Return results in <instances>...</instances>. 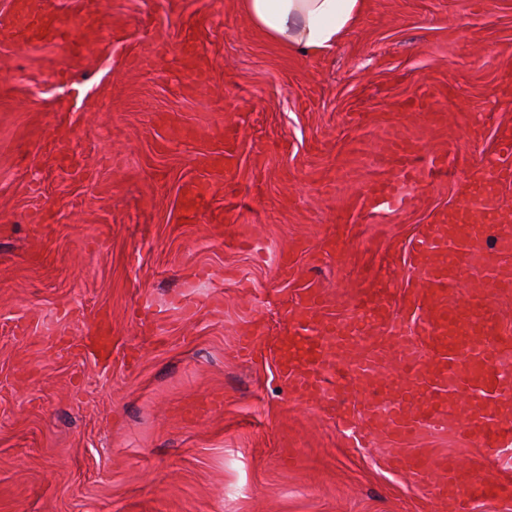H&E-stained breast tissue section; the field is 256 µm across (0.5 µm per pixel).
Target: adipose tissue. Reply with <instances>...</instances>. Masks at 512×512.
<instances>
[{
	"label": "adipose tissue",
	"mask_w": 512,
	"mask_h": 512,
	"mask_svg": "<svg viewBox=\"0 0 512 512\" xmlns=\"http://www.w3.org/2000/svg\"><path fill=\"white\" fill-rule=\"evenodd\" d=\"M362 0H239L252 25L285 50L317 55L355 23Z\"/></svg>",
	"instance_id": "adipose-tissue-1"
}]
</instances>
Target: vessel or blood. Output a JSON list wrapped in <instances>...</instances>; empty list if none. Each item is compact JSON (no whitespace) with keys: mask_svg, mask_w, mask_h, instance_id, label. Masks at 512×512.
<instances>
[{"mask_svg":"<svg viewBox=\"0 0 512 512\" xmlns=\"http://www.w3.org/2000/svg\"><path fill=\"white\" fill-rule=\"evenodd\" d=\"M0 37L21 43H49L58 39V21L38 11L33 0H14ZM237 135L225 134L224 150L211 163L214 174L226 171L236 155ZM498 159L487 161L471 181L464 200L437 213L414 240L409 266L414 284L403 294L407 316L394 320L390 289L370 280L357 290L349 322H324L325 306L317 290L301 292L291 315L296 332L275 340L280 377L305 401L335 404L342 379L374 375L389 357L399 360L396 376L387 378L391 403L380 412L376 394L350 402L338 415L339 425L360 423L367 435L397 443L422 431L449 429L482 448L494 460H512V327L501 321L497 306L512 297V237L503 235L497 247L488 244L489 226L484 188L512 184V131L498 138ZM414 198L408 179L375 184L360 193L356 208L375 213L395 206L397 192ZM486 276L473 302L461 304L460 280L468 269ZM362 327L368 338L357 347L349 331ZM403 466L426 483L434 499H454L455 512H478L481 505L512 500L503 496L502 482L486 478L478 469L460 467L454 457L429 451L398 454Z\"/></svg>","mask_w":512,"mask_h":512,"instance_id":"b4317fda","label":"vessel or blood"}]
</instances>
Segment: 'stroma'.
<instances>
[{
	"label": "stroma",
	"instance_id": "stroma-1",
	"mask_svg": "<svg viewBox=\"0 0 512 512\" xmlns=\"http://www.w3.org/2000/svg\"><path fill=\"white\" fill-rule=\"evenodd\" d=\"M95 2L58 43L0 41V512H445L389 442L353 446L295 397L273 339L305 288L341 320L380 274L400 313L411 242L512 129V0H363L315 56L238 0ZM229 126L207 210L235 224L185 221ZM400 141L448 171L402 209L351 208ZM100 314L106 364L84 348ZM408 445L502 474L455 434ZM237 133L228 130L225 134L224 152L217 154L211 163L215 175L221 174L229 167L230 162L236 155Z\"/></svg>",
	"mask_w": 512,
	"mask_h": 512
}]
</instances>
